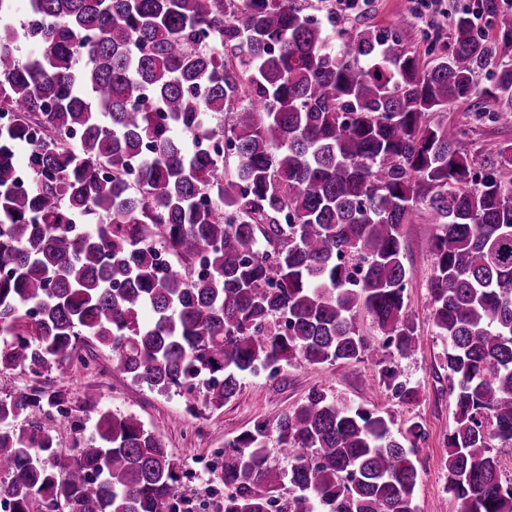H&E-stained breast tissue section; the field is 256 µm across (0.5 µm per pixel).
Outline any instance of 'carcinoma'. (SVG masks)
I'll return each mask as SVG.
<instances>
[{"instance_id": "1", "label": "carcinoma", "mask_w": 512, "mask_h": 512, "mask_svg": "<svg viewBox=\"0 0 512 512\" xmlns=\"http://www.w3.org/2000/svg\"><path fill=\"white\" fill-rule=\"evenodd\" d=\"M15 2L0 0V370L60 371L84 336L132 381L220 409L260 366L410 356L403 230L426 207L448 487L458 512H512L498 452L512 448V142L468 155V125L442 118L469 102L512 125V67L496 64L512 20L496 0L479 6L494 37L464 11L422 52L405 43L410 13L350 30L302 0H28L16 26ZM381 381L413 394L390 368ZM54 408L68 417L57 391L0 398L7 512H173L180 467L153 431L102 411L60 459L40 425ZM393 425L313 389L273 431L288 470L270 466L264 422L224 451L219 512H416Z\"/></svg>"}]
</instances>
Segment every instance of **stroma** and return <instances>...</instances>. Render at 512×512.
Masks as SVG:
<instances>
[{
	"label": "stroma",
	"mask_w": 512,
	"mask_h": 512,
	"mask_svg": "<svg viewBox=\"0 0 512 512\" xmlns=\"http://www.w3.org/2000/svg\"><path fill=\"white\" fill-rule=\"evenodd\" d=\"M309 2L315 17L321 19L333 11L345 18L351 29L369 23L392 24L405 7H412L416 20L406 34V41L415 46L421 45L423 33L447 35L455 11L476 7V0H351L348 9L340 0ZM433 230V220L424 208L417 210L411 224L404 227L405 264L409 274L407 313L417 326V351L408 359L389 358L388 364L415 389L406 401L388 394L380 381L378 367L370 361L348 368L338 363L319 366L296 363L285 367L274 378L266 375L245 378L239 393L222 409L215 410L174 392L152 391L113 371L109 352L94 348L86 339L78 340L79 357L64 372L36 377L20 368L0 371V397L38 387L49 388L63 395L66 408L79 409L86 393L97 392L98 411L81 412L84 428L94 429L102 409L136 416L166 443L186 472L181 489V502L186 505L194 499L210 497L218 489L215 472L204 471L203 465L223 454L226 442L251 430L254 423L276 425L282 415L294 409L316 387L351 405L374 406L391 412L398 430H405L413 422L422 424L426 438L414 445L420 473L415 492L417 512H456L458 503L446 491L448 472L444 467L448 456L447 437L455 426L448 373L440 367L448 344L436 335L432 325L431 262L421 251L422 243Z\"/></svg>",
	"instance_id": "1"
}]
</instances>
